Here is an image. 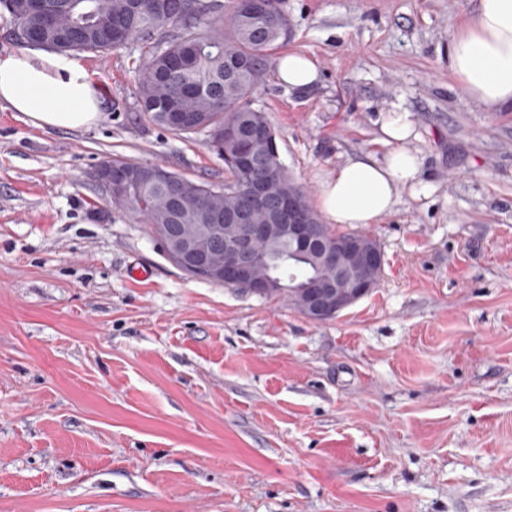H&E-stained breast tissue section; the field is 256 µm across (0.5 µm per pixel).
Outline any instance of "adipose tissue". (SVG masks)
Here are the masks:
<instances>
[{
	"instance_id": "1",
	"label": "adipose tissue",
	"mask_w": 512,
	"mask_h": 512,
	"mask_svg": "<svg viewBox=\"0 0 512 512\" xmlns=\"http://www.w3.org/2000/svg\"><path fill=\"white\" fill-rule=\"evenodd\" d=\"M448 69L464 93L486 108L512 105V0H477L470 23L448 43ZM281 83L305 90L319 79L316 62L301 52L276 62ZM39 129H81L98 122L101 100L95 84L74 59L27 49L0 55V102ZM384 156L366 153L340 164L319 194V207L332 224H375L390 214L402 190L413 197L433 190L421 177L422 160L409 150L412 113L394 105L381 113Z\"/></svg>"
}]
</instances>
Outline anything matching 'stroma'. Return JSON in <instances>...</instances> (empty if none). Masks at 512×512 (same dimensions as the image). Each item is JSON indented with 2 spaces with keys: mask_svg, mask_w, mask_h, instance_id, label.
Returning <instances> with one entry per match:
<instances>
[{
  "mask_svg": "<svg viewBox=\"0 0 512 512\" xmlns=\"http://www.w3.org/2000/svg\"><path fill=\"white\" fill-rule=\"evenodd\" d=\"M304 91L254 97L317 203L412 112L434 190L363 230L379 285L314 322L187 277L95 171L120 157L224 180L203 135L146 122L140 47L78 59L102 118L0 103V512H512V108L448 69L475 0H282Z\"/></svg>",
  "mask_w": 512,
  "mask_h": 512,
  "instance_id": "35a3bbf8",
  "label": "stroma"
}]
</instances>
